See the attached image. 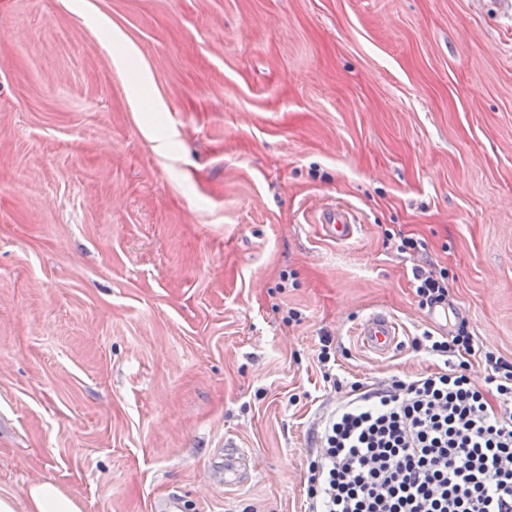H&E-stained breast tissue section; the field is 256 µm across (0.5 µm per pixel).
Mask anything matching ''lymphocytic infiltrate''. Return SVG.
<instances>
[{"mask_svg": "<svg viewBox=\"0 0 512 512\" xmlns=\"http://www.w3.org/2000/svg\"><path fill=\"white\" fill-rule=\"evenodd\" d=\"M354 381L308 464V512H512V362Z\"/></svg>", "mask_w": 512, "mask_h": 512, "instance_id": "lymphocytic-infiltrate-1", "label": "lymphocytic infiltrate"}]
</instances>
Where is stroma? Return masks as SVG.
Returning <instances> with one entry per match:
<instances>
[{
    "label": "stroma",
    "mask_w": 512,
    "mask_h": 512,
    "mask_svg": "<svg viewBox=\"0 0 512 512\" xmlns=\"http://www.w3.org/2000/svg\"><path fill=\"white\" fill-rule=\"evenodd\" d=\"M329 199L352 238L325 236ZM373 312L402 327L385 357L356 334ZM460 326L474 375L512 361V20L490 0H0V495L304 512L335 383L436 371L414 338ZM319 224H322L326 235L333 240L345 241L353 237L359 218L349 206L339 203H326L320 208ZM416 295L421 308H433L445 304L448 298V281L441 272L437 276L433 271L415 268Z\"/></svg>",
    "instance_id": "35a3bbf8"
}]
</instances>
